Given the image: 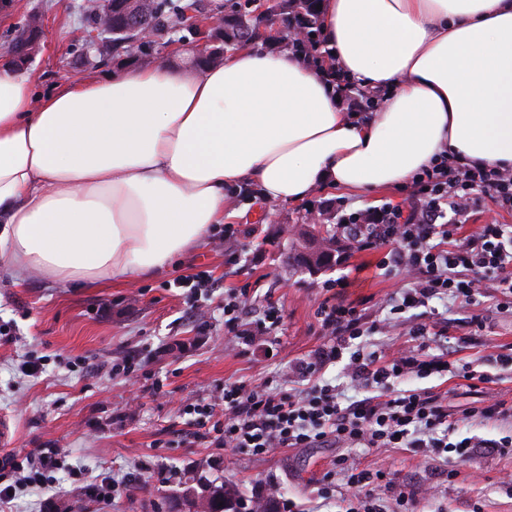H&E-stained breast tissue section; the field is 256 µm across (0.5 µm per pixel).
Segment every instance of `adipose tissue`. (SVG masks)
Here are the masks:
<instances>
[{
  "label": "adipose tissue",
  "instance_id": "adipose-tissue-1",
  "mask_svg": "<svg viewBox=\"0 0 512 512\" xmlns=\"http://www.w3.org/2000/svg\"><path fill=\"white\" fill-rule=\"evenodd\" d=\"M336 81L245 47L36 94L0 64V263L73 285L165 270L227 194L298 204L408 184L441 157L512 168V0H321ZM379 92L349 112L337 83Z\"/></svg>",
  "mask_w": 512,
  "mask_h": 512
}]
</instances>
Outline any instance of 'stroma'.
Returning a JSON list of instances; mask_svg holds the SVG:
<instances>
[{
    "label": "stroma",
    "mask_w": 512,
    "mask_h": 512,
    "mask_svg": "<svg viewBox=\"0 0 512 512\" xmlns=\"http://www.w3.org/2000/svg\"><path fill=\"white\" fill-rule=\"evenodd\" d=\"M81 2L13 0V11L0 18L3 47L25 15L45 16L42 49L29 67L39 92L52 91L65 74L73 80L104 76L135 62L126 55L95 66L72 52L71 33L83 24ZM404 198L397 189L355 195L322 188L303 205H280L272 223L263 217V200L235 193L229 221L245 225L246 236L227 247L207 233L198 249L163 274L103 288H75L37 272L18 276L1 266L0 327L11 338L0 339V415L15 419L17 431L15 445L0 450V459L54 448L62 464L44 489L18 491L0 512H46L50 499L78 504V512H175L183 491L201 477L231 483L247 499L276 487L279 512H352L358 502L336 472L340 454L375 474L373 494L386 512H399L403 492L414 497L412 512H512V452L489 446L512 433V416L480 417L487 394L452 373L411 377L398 387L442 397L453 422L449 442H478L465 460L435 448L424 457L406 448L342 450L329 443L257 456L217 445L187 413L194 404L223 410L225 386L242 380L299 387V364L324 342L317 312L326 281L345 278L343 300L370 319H384L404 282L378 269L379 254L353 251L340 236L338 262L317 273L292 268L293 241L282 228L308 230L313 211L321 229L333 231L341 208L397 205ZM201 270L214 281L208 291L176 287V280ZM243 287L253 291L245 321L270 305L281 314L279 327L250 347L229 342L224 333V299ZM430 309L448 339L429 342L426 354L445 355L456 365L477 360L492 372L496 355L512 353V311L497 308L495 291L472 307L483 321L473 335L459 323L452 301L432 300ZM127 356L140 362V371L113 374V362ZM26 361L38 362L40 373L23 375ZM112 480L120 487L107 501L96 488Z\"/></svg>",
    "instance_id": "obj_1"
}]
</instances>
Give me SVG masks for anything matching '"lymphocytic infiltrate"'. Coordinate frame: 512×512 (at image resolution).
Listing matches in <instances>:
<instances>
[{"label":"lymphocytic infiltrate","mask_w":512,"mask_h":512,"mask_svg":"<svg viewBox=\"0 0 512 512\" xmlns=\"http://www.w3.org/2000/svg\"><path fill=\"white\" fill-rule=\"evenodd\" d=\"M403 204H383L348 215L343 230L354 249L383 251L380 266L404 275L408 284L398 292L387 318L371 322L355 306L323 303L319 326L325 342L300 369L306 385L285 389L265 380L240 381L224 388V412L194 405V422L210 427L219 443L264 455L276 448H307L333 442L341 448H448L468 454V442L449 443L438 436L448 426V409L439 396L425 390L396 389L401 380L446 372L443 356H429L422 346L433 336L427 322L412 325L411 346L392 352H347L352 340L399 324L412 309L428 307L446 295L461 311H469L482 289L491 288L499 301L512 304V232L503 225L483 224L470 234L462 229L471 210L489 201L512 210V169L493 170L478 164L440 161L422 170L405 187ZM248 289L224 300L227 332L238 344H249L276 329L280 316L267 307L254 329H242V304ZM348 357L352 382L369 390L367 398L343 404L335 387L320 384L319 372ZM55 451L27 457L15 465L12 483L0 485V504L14 499L17 488L43 485L46 472L58 468Z\"/></svg>","instance_id":"f902f5d3"}]
</instances>
